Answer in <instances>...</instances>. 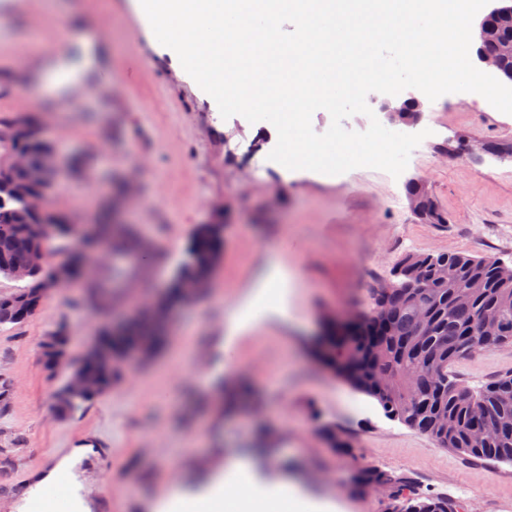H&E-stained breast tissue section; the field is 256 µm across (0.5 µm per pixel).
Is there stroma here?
<instances>
[{"instance_id": "1", "label": "stroma", "mask_w": 512, "mask_h": 512, "mask_svg": "<svg viewBox=\"0 0 512 512\" xmlns=\"http://www.w3.org/2000/svg\"><path fill=\"white\" fill-rule=\"evenodd\" d=\"M25 53L0 50V119L35 113L67 160L82 159L51 195L49 207L91 222L112 205L113 186L140 184L123 207L125 224L158 253L141 267L118 254L97 277L112 291L100 309L85 298V280L47 298L20 325L0 328V506L22 503L36 473L70 449L92 444L82 466L90 512H160L175 485L194 493L226 455L257 448L253 473L265 484L294 482L311 501L336 512H386L384 492L355 484L357 467L378 466L411 478L416 493L443 496L462 512H512V463L466 457L438 445L357 392L322 362L319 344L337 317L365 310L370 290L390 282L410 253H464L512 265V156L448 153L456 134L512 145V115L478 97L428 101L413 132L426 144L397 177L360 167L340 175L290 170L270 161L274 126L208 111L189 84L159 82L168 61L149 60L131 79L136 32L119 0H35L7 21ZM83 44L84 68L108 79L73 107L31 111L17 96L19 72L41 56L67 60ZM422 178L447 214L444 224L415 217L406 193ZM224 227L210 286L195 306L169 315L152 357L123 370L112 388L68 415L56 395L101 330L124 324L133 296L164 295L187 259L195 229ZM288 274L282 308L262 309L228 336L224 308L253 292L269 265ZM68 333L70 365L48 372L42 342ZM453 371L470 387L512 373V345L458 360ZM246 385L250 400L224 393ZM345 435L349 453L330 448L319 428Z\"/></svg>"}]
</instances>
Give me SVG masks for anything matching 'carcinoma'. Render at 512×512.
Segmentation results:
<instances>
[{"label": "carcinoma", "mask_w": 512, "mask_h": 512, "mask_svg": "<svg viewBox=\"0 0 512 512\" xmlns=\"http://www.w3.org/2000/svg\"><path fill=\"white\" fill-rule=\"evenodd\" d=\"M13 127L10 138H0V274L29 264L34 252L43 247L52 251L58 238H75L86 244L104 241L119 254L144 261V242L131 234L126 224L109 223L103 216L96 224H76L48 210L41 215L29 212L23 197L52 190V178L40 181L49 143L35 135L31 117L0 121ZM22 153L27 166L12 168L13 155ZM409 198L421 201L415 213L423 224H446L448 218L433 195L418 185L406 187ZM224 226L197 227L190 260L171 284L153 313L138 312L117 329L105 330L95 344L98 358L81 361L84 372L97 378L98 392L112 386L117 368L155 350L162 341L169 311L180 303L185 289L207 284L221 251ZM87 250L72 251L53 265H47L24 288L0 295V326L24 322L42 305L38 283L62 278L77 279L90 264ZM456 269L455 279L445 282L438 267ZM403 275L393 286L372 289V307L341 329L327 336L325 361L353 389L378 401L385 414L430 437L439 447L467 457L512 463V375L502 376L477 390L462 385L451 367L474 351L512 344V267L490 258L460 253H419L400 262ZM474 280L484 283L470 294ZM385 309L377 316L378 307ZM485 321L498 323L499 331L485 335ZM388 384L382 386V378ZM96 394H73L65 388L57 397L62 415ZM356 482L394 490L390 512H458L460 505L442 497L420 498L410 491L411 479L375 466L356 471Z\"/></svg>", "instance_id": "1"}]
</instances>
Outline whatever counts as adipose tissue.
<instances>
[{
    "label": "adipose tissue",
    "instance_id": "1",
    "mask_svg": "<svg viewBox=\"0 0 512 512\" xmlns=\"http://www.w3.org/2000/svg\"><path fill=\"white\" fill-rule=\"evenodd\" d=\"M286 278V273L277 266L262 274L253 294V303L229 311L230 331L235 333L245 328L255 314V304L282 302V286ZM93 453L89 446L71 449L40 479L31 492V501L42 512H58L63 505L69 507L70 512H88L84 500L75 491L74 470ZM253 468L254 460L250 453L231 455L225 476H206L202 492L174 493L166 504L168 512H230L243 496L248 499L250 512H325L324 505L305 498L290 482H279L271 489L257 484Z\"/></svg>",
    "mask_w": 512,
    "mask_h": 512
}]
</instances>
